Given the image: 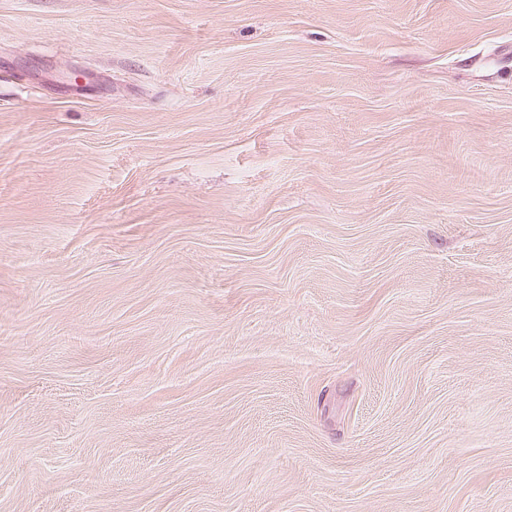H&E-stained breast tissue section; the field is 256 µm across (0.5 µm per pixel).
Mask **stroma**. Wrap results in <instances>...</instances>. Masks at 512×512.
I'll list each match as a JSON object with an SVG mask.
<instances>
[{"label": "stroma", "mask_w": 512, "mask_h": 512, "mask_svg": "<svg viewBox=\"0 0 512 512\" xmlns=\"http://www.w3.org/2000/svg\"><path fill=\"white\" fill-rule=\"evenodd\" d=\"M90 502L512 512V0H0V512Z\"/></svg>", "instance_id": "obj_1"}]
</instances>
